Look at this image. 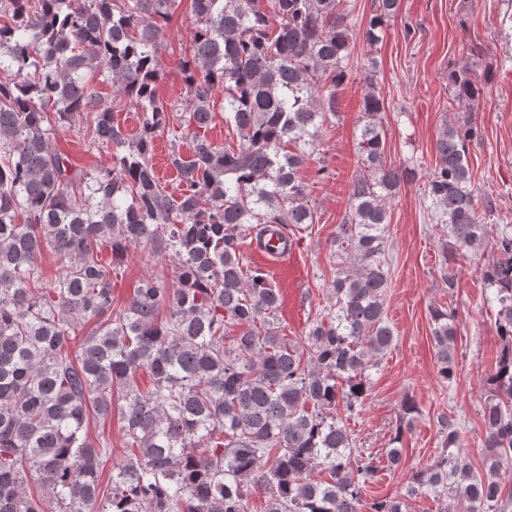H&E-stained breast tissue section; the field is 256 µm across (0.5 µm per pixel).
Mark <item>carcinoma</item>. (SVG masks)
<instances>
[{
    "mask_svg": "<svg viewBox=\"0 0 512 512\" xmlns=\"http://www.w3.org/2000/svg\"><path fill=\"white\" fill-rule=\"evenodd\" d=\"M177 0H0V512H248L251 491L266 512H410L428 495L458 512H509L512 486V227L489 239L495 200L476 198L469 156L478 128L442 124L424 187L428 219L450 239L441 277L456 285L460 259L495 256L482 268L501 349L480 413L486 469L474 472L458 421H439L442 453L414 472L405 492L367 503L379 470L346 420L361 412L373 373L392 346L387 203L415 169L385 158L386 102L378 62L367 57L356 133L359 173L336 227L335 277L306 348L281 336L280 292L244 268L242 246L285 224H313L299 172L335 111L350 62L351 0H191L194 29L177 65L186 95L160 100L159 47ZM399 0H373L363 33L384 37ZM112 81V104L88 80ZM459 104H478L485 83L448 71ZM224 94V123L237 145L202 131ZM140 111L133 136L114 114ZM178 125L190 155L172 146L175 196L157 176L155 141ZM78 129L112 162L76 170L52 138ZM112 247V264L101 249ZM175 263L166 288L142 278L129 304L112 309V268L131 246ZM67 261L55 279L40 258ZM434 358L449 381L455 317L430 311ZM148 370L151 385L138 374ZM118 407H113V397ZM125 456L100 496L109 442L87 421L113 412ZM37 474L43 493L27 490Z\"/></svg>",
    "mask_w": 512,
    "mask_h": 512,
    "instance_id": "cac0c4a2",
    "label": "carcinoma"
}]
</instances>
